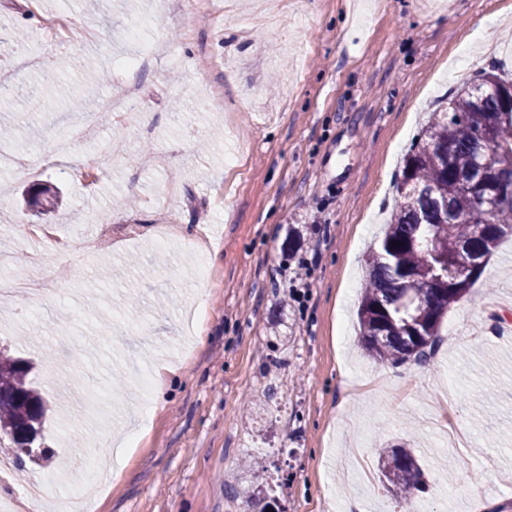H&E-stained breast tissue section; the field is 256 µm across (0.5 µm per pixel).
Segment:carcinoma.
<instances>
[{"label":"carcinoma","mask_w":512,"mask_h":512,"mask_svg":"<svg viewBox=\"0 0 512 512\" xmlns=\"http://www.w3.org/2000/svg\"><path fill=\"white\" fill-rule=\"evenodd\" d=\"M512 77L478 72L471 86L435 113L404 160L397 181L400 202L377 246L366 259V282L359 305L361 342L380 362L423 361L440 343L448 310L469 291L449 274L458 251L479 261L480 278L499 243L512 235V97L502 90ZM504 195L482 217L481 195L464 182L476 167ZM34 199L55 209L62 199L39 184ZM400 245L395 246L393 242ZM30 363L0 355V435L17 458L26 441L21 424L43 428L44 398L28 382ZM383 484L404 502L424 487V472L413 453L393 445L380 449Z\"/></svg>","instance_id":"cac0c4a2"}]
</instances>
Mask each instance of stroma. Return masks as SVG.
Wrapping results in <instances>:
<instances>
[{
    "label": "stroma",
    "mask_w": 512,
    "mask_h": 512,
    "mask_svg": "<svg viewBox=\"0 0 512 512\" xmlns=\"http://www.w3.org/2000/svg\"><path fill=\"white\" fill-rule=\"evenodd\" d=\"M68 9L88 38L44 18ZM142 18L150 67L120 61ZM0 281L42 278L34 303L0 298V348L32 360L49 404L31 464L65 498L97 455L119 475L85 512H257L252 476L287 479L282 512H406L357 456L410 444L426 485L415 512H512V240L452 307L427 362L369 358L356 336L365 256L399 203L402 158L429 112L478 69L512 72V0H0ZM71 96L41 75L48 60ZM135 81L115 124L88 103ZM99 135L76 138L86 113ZM60 189L44 213L24 192ZM53 235H31L35 225ZM301 237L287 252L289 229ZM209 230L210 278L182 241ZM310 264L305 298L280 307L279 269ZM291 335L281 344L279 335ZM164 380L148 416L137 370ZM287 390L259 420L247 404Z\"/></svg>",
    "instance_id": "35a3bbf8"
}]
</instances>
